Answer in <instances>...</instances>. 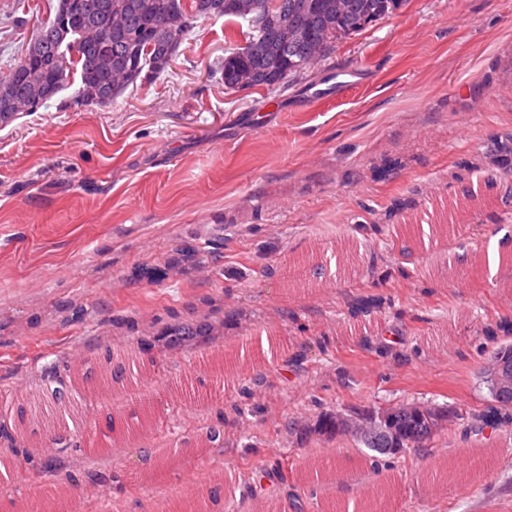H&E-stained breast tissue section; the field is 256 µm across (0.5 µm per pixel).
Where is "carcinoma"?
<instances>
[{
    "label": "carcinoma",
    "mask_w": 512,
    "mask_h": 512,
    "mask_svg": "<svg viewBox=\"0 0 512 512\" xmlns=\"http://www.w3.org/2000/svg\"><path fill=\"white\" fill-rule=\"evenodd\" d=\"M236 0H191L185 7L183 0H86L87 10L82 25L65 33L76 46L67 66L57 64L60 32L55 19H47L36 28L30 45H38L35 60L25 61L20 56L8 76L0 79V92L17 99H36L44 105L46 84L59 93L71 75H79V89L73 104L107 105L112 103L130 84L140 77L163 72L177 55L172 46L174 35L185 38L194 22L207 17L217 7L222 17L235 18ZM405 0H277V11L261 32L247 33L243 45L224 53L220 70L224 88H240L243 74L251 77L246 88L268 86L275 80L285 81L299 75L320 62L333 48V43L364 31L371 22L378 21L398 10ZM106 35L110 42L104 56L93 45V40ZM111 337H106V348L99 357L101 367L110 369L112 381L129 383L149 368L160 370L158 362L126 361L112 357ZM31 405L25 401L12 402L5 396L0 400V430L11 437L9 429L21 436L34 433L28 425ZM439 424L437 417L426 416L415 409H405L381 417L373 414L368 430L353 436V440L378 455H393L395 449L420 448L431 440ZM304 434L317 435L328 441L345 434L333 413L321 414L315 424L306 426ZM71 431L66 423L58 424L60 446L69 450L71 465L59 468L48 462L36 463L19 456L12 447L0 455V465L8 477L19 482L30 471L50 484H82L90 489L109 482L112 475L92 464L86 449L67 439ZM213 448L224 447V424H209L201 433L182 435L185 448L197 443Z\"/></svg>",
    "instance_id": "cac0c4a2"
}]
</instances>
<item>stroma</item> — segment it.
I'll list each match as a JSON object with an SVG mask.
<instances>
[{
	"label": "stroma",
	"mask_w": 512,
	"mask_h": 512,
	"mask_svg": "<svg viewBox=\"0 0 512 512\" xmlns=\"http://www.w3.org/2000/svg\"><path fill=\"white\" fill-rule=\"evenodd\" d=\"M58 0H0V76ZM240 20L198 19L172 64L107 106L79 88L0 125V393L71 347L96 360L113 320L134 317L113 351L138 356L143 327L219 308L224 336L204 352L152 349L165 367L92 393L73 423L113 475L123 512H356L368 484L391 493L373 512H512V404L482 368L512 344V0H405L336 42L283 87L230 91L218 69L243 44ZM341 71L360 83L311 101ZM497 182L454 233L442 207L478 176ZM510 251L496 272L491 237ZM205 263L154 275L180 251ZM319 250L322 271L287 285ZM284 345L250 374L216 382L202 357L234 360L267 336ZM151 402L163 422L189 408L223 423L224 445L166 450L133 435ZM420 403L449 423L426 446L373 462L352 438H300L324 412ZM114 420L108 432L106 420ZM150 449L154 466L141 463ZM48 483L0 480V512L54 499Z\"/></svg>",
	"instance_id": "obj_1"
}]
</instances>
